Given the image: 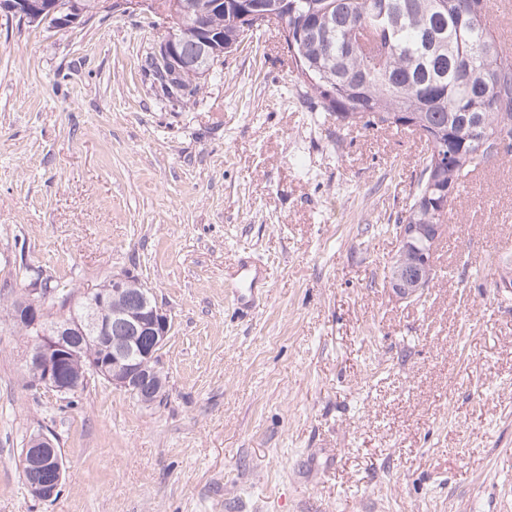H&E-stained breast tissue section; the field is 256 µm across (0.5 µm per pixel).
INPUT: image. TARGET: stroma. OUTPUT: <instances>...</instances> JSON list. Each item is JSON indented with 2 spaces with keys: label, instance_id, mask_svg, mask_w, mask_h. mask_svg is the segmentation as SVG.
Returning <instances> with one entry per match:
<instances>
[{
  "label": "stroma",
  "instance_id": "1",
  "mask_svg": "<svg viewBox=\"0 0 512 512\" xmlns=\"http://www.w3.org/2000/svg\"><path fill=\"white\" fill-rule=\"evenodd\" d=\"M164 31L0 10V512H512V159L460 191L437 277L397 300L418 137L310 111L271 28L161 101L141 64ZM36 270L155 290L162 401L31 385L11 309ZM37 433L66 462L48 501L20 469Z\"/></svg>",
  "mask_w": 512,
  "mask_h": 512
}]
</instances>
